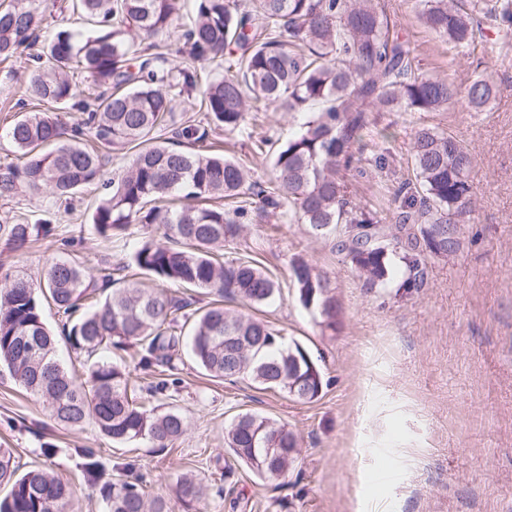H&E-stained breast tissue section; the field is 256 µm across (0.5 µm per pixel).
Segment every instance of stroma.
<instances>
[{
  "instance_id": "stroma-1",
  "label": "stroma",
  "mask_w": 512,
  "mask_h": 512,
  "mask_svg": "<svg viewBox=\"0 0 512 512\" xmlns=\"http://www.w3.org/2000/svg\"><path fill=\"white\" fill-rule=\"evenodd\" d=\"M375 4L415 46L425 73L458 85L472 77L447 42L418 21L416 0ZM492 65L498 92L484 111L454 104L422 115L380 113L365 144L370 152L390 147L391 169L348 182L353 199L391 216L395 186L412 174L415 126L465 142L475 158L474 211L460 227V251L427 260L423 287L364 286L331 237L311 236L286 207L255 217L225 245L226 259L251 254L278 279L280 299L258 314L319 365L324 388L316 401L298 402L246 379L212 378L187 358L178 365L177 390L150 402L160 412L182 411L186 434L166 448L118 445L94 425L56 424L42 398L2 371L0 448L11 450L19 472L43 465L41 446L54 444V469L71 484L70 512H106L78 470L85 448L98 450L110 478L115 463L135 461L132 474L152 496L171 497L177 475L193 472L212 489L208 512H512V54ZM31 71L24 58L0 61L1 167L23 162L8 132L23 114L17 101ZM302 120L298 112H261L241 130H216L212 140L267 181L273 158L255 154L254 139L285 142ZM103 194L101 184L83 187L68 208L45 190L0 198V224L47 220L56 238L73 242L60 249L38 240L16 252L0 241V267L37 279L55 260L93 271L132 264L133 245L147 233L134 224L129 242L99 237L92 217ZM300 257L329 280L339 309L335 330L322 329L317 311L297 298L292 265ZM246 412L280 420L296 434L301 453L287 477L263 480L241 463L226 475L232 456L225 430Z\"/></svg>"
}]
</instances>
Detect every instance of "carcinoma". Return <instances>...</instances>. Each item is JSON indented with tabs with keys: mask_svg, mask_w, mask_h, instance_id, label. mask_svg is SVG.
<instances>
[{
	"mask_svg": "<svg viewBox=\"0 0 512 512\" xmlns=\"http://www.w3.org/2000/svg\"><path fill=\"white\" fill-rule=\"evenodd\" d=\"M74 11L90 29L59 32L46 56H36L26 92L37 102L69 103L82 117L72 122L66 114L32 112L15 122L11 140L26 162L0 171V198L26 188L70 200L101 179L104 148L140 146L129 168L105 183L93 224L104 239L133 224L163 228L162 240L143 241L134 255L157 284L114 288L112 273L103 269L102 287L112 292L83 312L95 282L74 261H53L36 280L5 274L0 364L41 396L50 417L65 427L90 422L116 443L148 439L161 448L185 434L187 417L179 410L156 414L137 402L143 388L121 366L95 361L80 381L62 366L42 319L40 297L46 295L74 350L92 357L102 349L136 347L140 369L154 378L143 389L151 396L179 383L174 370L188 353L213 378L247 379L298 402L316 400L323 374L310 368L303 347L285 343L269 321L224 307L236 301L266 306L280 295L279 283L258 261H223L221 250L240 236L252 211L269 214L287 204L312 234L334 235L336 251L366 286L391 284L398 259L407 270L398 287H423L427 258L460 249L458 225L468 222L473 204L470 151L450 134L417 126L413 177L398 183L392 224L350 198L346 174L389 168V149L364 154L375 114L434 112L455 101L482 112L498 91L494 73L484 68L462 89L422 75L414 48L372 0H252L248 10L236 0H195L194 21L180 37L191 66L174 71L161 66L163 56L153 46L136 49L131 41L169 31L177 0H76ZM417 14L454 48L480 46L492 57L512 52V0H418ZM41 23L35 7L0 9V58L34 45ZM222 59L229 75L202 91L208 125L188 121L176 128V147L151 143L173 111L165 84L172 80L190 93L199 84L196 66ZM75 68L92 77L91 92L80 98L69 78ZM270 111L308 113L285 144L275 148L266 137L253 142L257 153L272 149L273 185L252 179L239 161L203 149L212 129L234 132L249 113ZM175 194L187 203L174 205ZM51 232L48 223L0 224V235L16 250ZM293 272L299 302L318 311L323 328L336 330V298L325 276L303 259ZM172 285L202 289L216 300L193 310L196 300L171 292ZM225 443L268 480L288 475L300 452L286 424L253 413L232 421ZM81 456L80 474L99 489L108 512H172L165 499L147 498L140 479L102 480L104 466L93 449H82ZM2 485L9 492L0 512H67L68 481L47 467L17 474L7 448H0ZM175 499L186 512H204L205 486L185 473L176 481Z\"/></svg>",
	"mask_w": 512,
	"mask_h": 512,
	"instance_id": "carcinoma-1",
	"label": "carcinoma"
}]
</instances>
